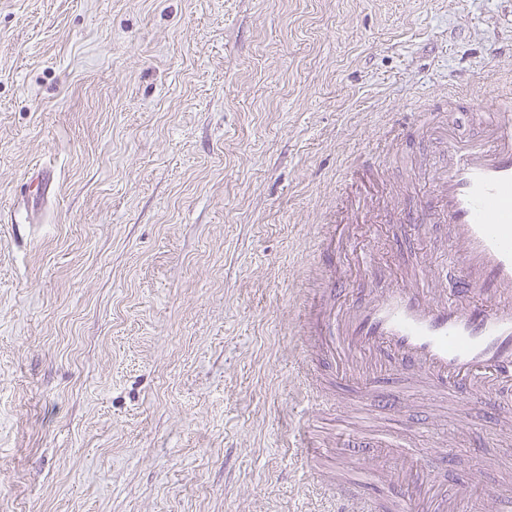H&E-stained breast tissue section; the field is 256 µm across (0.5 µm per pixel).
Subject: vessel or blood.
I'll return each mask as SVG.
<instances>
[{
	"instance_id": "vessel-or-blood-1",
	"label": "vessel or blood",
	"mask_w": 512,
	"mask_h": 512,
	"mask_svg": "<svg viewBox=\"0 0 512 512\" xmlns=\"http://www.w3.org/2000/svg\"><path fill=\"white\" fill-rule=\"evenodd\" d=\"M469 102L482 114L469 135L450 128L439 133L432 124L454 105L451 96L433 104L430 122L395 125L392 135L396 142L436 136L447 158L413 213L437 215L445 224L455 270L451 289L431 286L421 266H412L399 286L332 307L306 339L297 442L310 464L311 486L328 491L327 512H461L456 494L435 487L431 462L408 465L411 450L382 434L376 447L390 448L399 465L382 491L367 494L363 475L318 469L330 448L360 437L344 428L327 439L314 424L321 408H332L333 386L369 391L376 404L379 377L392 372L437 395L476 400L512 416V86L499 88L491 104L474 95ZM319 357L334 364V374L316 367Z\"/></svg>"
}]
</instances>
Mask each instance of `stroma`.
Instances as JSON below:
<instances>
[{
  "label": "stroma",
  "mask_w": 512,
  "mask_h": 512,
  "mask_svg": "<svg viewBox=\"0 0 512 512\" xmlns=\"http://www.w3.org/2000/svg\"><path fill=\"white\" fill-rule=\"evenodd\" d=\"M509 68L512 0H0V512H320L296 386L337 191L395 211L352 222L356 287L448 260L403 222L438 143L386 150L372 182L346 161ZM407 397L390 420L340 388L328 422L452 448L465 512L512 499L511 425Z\"/></svg>",
  "instance_id": "obj_1"
}]
</instances>
